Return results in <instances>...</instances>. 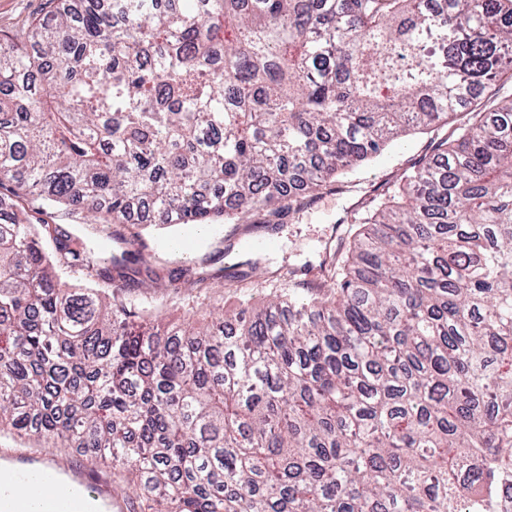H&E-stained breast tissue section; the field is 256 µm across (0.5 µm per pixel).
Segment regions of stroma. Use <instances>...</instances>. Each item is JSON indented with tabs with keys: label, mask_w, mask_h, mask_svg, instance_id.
Returning a JSON list of instances; mask_svg holds the SVG:
<instances>
[{
	"label": "stroma",
	"mask_w": 512,
	"mask_h": 512,
	"mask_svg": "<svg viewBox=\"0 0 512 512\" xmlns=\"http://www.w3.org/2000/svg\"><path fill=\"white\" fill-rule=\"evenodd\" d=\"M54 0H0V34L21 35L38 19L48 15ZM457 116L454 124L425 134L403 137L378 157L350 168L342 183L322 191L299 219L284 221L273 235L280 242L277 251L253 254L250 244L260 236L259 228L249 224L218 223L201 228L192 224H167L142 231L140 239L153 269L160 274L185 268H204L214 272L208 292L196 294L162 288H138L124 291L123 302L135 313L150 311L169 320L192 316L197 321L214 319L219 310H233L242 296L263 301L272 287L271 275L283 267H307L317 274L325 248L337 236L352 229V219L362 192L397 189L396 176L410 163L431 153L434 141L450 136L454 125L463 124ZM256 257L258 271L246 288L234 287L232 278L219 276L228 266L230 253ZM27 454L38 466L52 465L69 478L83 481L92 474L93 487L107 493L110 512H144L141 501L133 494L132 482L112 473L111 460H101L48 442L37 448H24L20 441L0 438V460L9 455Z\"/></svg>",
	"instance_id": "stroma-1"
}]
</instances>
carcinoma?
I'll use <instances>...</instances> for the list:
<instances>
[{
	"instance_id": "obj_1",
	"label": "carcinoma",
	"mask_w": 512,
	"mask_h": 512,
	"mask_svg": "<svg viewBox=\"0 0 512 512\" xmlns=\"http://www.w3.org/2000/svg\"><path fill=\"white\" fill-rule=\"evenodd\" d=\"M504 82L512 0H61L0 36V435L112 456L146 512H512ZM461 111L321 261L328 293L228 329L92 287L209 276L162 281L137 232L103 266L76 224L276 226Z\"/></svg>"
}]
</instances>
